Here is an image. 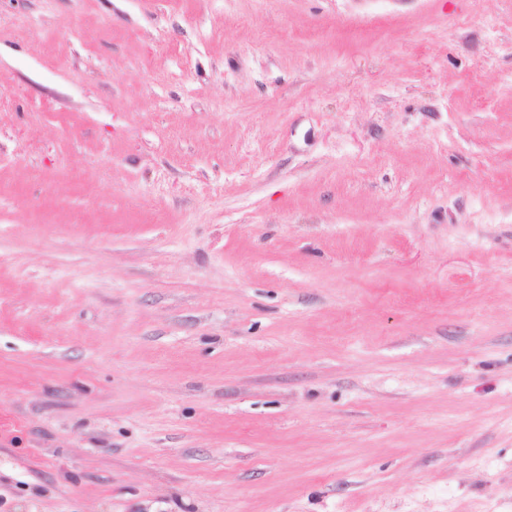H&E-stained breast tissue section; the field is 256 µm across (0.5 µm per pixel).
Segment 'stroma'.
I'll return each instance as SVG.
<instances>
[{
    "label": "stroma",
    "mask_w": 512,
    "mask_h": 512,
    "mask_svg": "<svg viewBox=\"0 0 512 512\" xmlns=\"http://www.w3.org/2000/svg\"><path fill=\"white\" fill-rule=\"evenodd\" d=\"M0 512H512V0H0Z\"/></svg>",
    "instance_id": "stroma-1"
}]
</instances>
